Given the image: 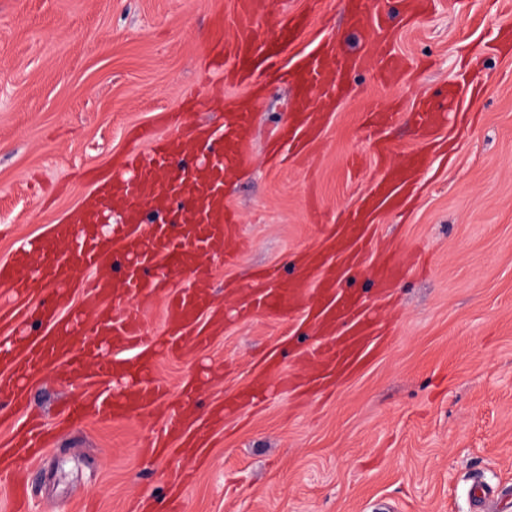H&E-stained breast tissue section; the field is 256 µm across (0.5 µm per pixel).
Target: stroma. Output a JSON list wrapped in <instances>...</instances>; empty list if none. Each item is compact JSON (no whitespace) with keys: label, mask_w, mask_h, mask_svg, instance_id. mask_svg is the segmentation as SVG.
Instances as JSON below:
<instances>
[{"label":"stroma","mask_w":512,"mask_h":512,"mask_svg":"<svg viewBox=\"0 0 512 512\" xmlns=\"http://www.w3.org/2000/svg\"><path fill=\"white\" fill-rule=\"evenodd\" d=\"M235 0H0V260L21 241L69 217L92 191L89 171L108 172L133 150L127 129L144 123L172 134L161 114L188 123L223 118L224 101L243 95L208 73L216 39L232 38ZM392 44L409 60L396 84L355 73L345 101L328 113L304 156L281 164L267 142L293 92L261 87L250 157L225 181L241 219L237 260L201 254L213 271L212 302L224 331L207 344L159 358L169 402L187 381L216 377L191 403L210 406L245 389L270 355L289 374L318 334L301 313L239 311V292L264 269L281 280L300 270L295 254L326 247L327 230L367 191L378 170L367 112L401 103L387 131L393 163L419 150L413 112L424 96L443 99L458 68L478 93L462 96L403 212L380 216L373 247L388 246L408 270L386 297L370 274L347 292L389 311L376 356L323 392H272L265 405L225 420L206 462L146 453L167 415L91 418L73 427L31 467L37 512H130L134 500L166 502L168 477L194 475L183 512H472L473 478L512 490V56L484 50L512 27V0H432L417 20L392 16ZM353 49L376 41L374 24L350 31L338 0H325L290 47L306 50L326 34ZM211 97L190 112L192 92ZM62 369L32 381L33 408L54 423L63 402L81 395Z\"/></svg>","instance_id":"1"}]
</instances>
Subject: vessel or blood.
Here are the masks:
<instances>
[{"label": "vessel or blood", "instance_id": "b4317fda", "mask_svg": "<svg viewBox=\"0 0 512 512\" xmlns=\"http://www.w3.org/2000/svg\"><path fill=\"white\" fill-rule=\"evenodd\" d=\"M408 19L423 15L430 0H343L350 28L367 21L387 28L390 3ZM323 0H308L305 12L272 17L268 0H236L237 32L228 41L216 42L214 67L223 69L224 82L255 86L266 75L286 81L295 91L286 124L274 134V153L298 154L312 140L316 126L315 101L342 103L351 75L372 69L379 82L395 81L408 61L392 44L365 45L359 52L345 51L337 40L326 38L307 50L289 55L288 49L321 13ZM265 24L269 37L254 34L256 24ZM219 124L190 127L183 134L159 135L154 126L134 128L144 149L128 160L123 169L112 171L82 200L73 223L54 225L50 235L25 242L11 261L0 263V288L14 298L12 307H0V399L19 413L30 404L26 386L30 380L66 362L69 381L123 379L120 393L88 392L62 410L65 422L87 414L103 418L133 419L164 392L156 379L155 363L183 346L208 341L215 331L216 315L210 307L212 277L197 264L200 250L222 253L233 263L228 242L238 232V218L224 199V177L242 166L250 147L254 112L249 100L226 101ZM416 125L424 137H437L442 112L435 100L420 104ZM207 153L200 163L182 170L179 177H164V170L194 149ZM374 159L381 171L357 206L344 212L333 225L325 251L314 253L310 263L287 283L269 279L264 291L251 296L248 308L293 312L303 310L320 329L318 347L305 357L320 379H339L357 371L373 351L378 330L372 307L362 306L344 294V274L367 268L369 230L379 215L399 207L403 201L405 176L389 161L390 146L383 140L373 144ZM177 210V224L147 223V213ZM126 263L121 290H114L99 271L113 257ZM184 277L189 291L172 289L165 297L164 324L167 332L153 342L145 340L142 315L118 310V292L151 296L166 277ZM51 286L53 299L39 309L44 326L39 336L29 335L28 301L33 281ZM83 289L80 306L68 308L74 289ZM139 347L135 361L109 358V349ZM199 431L198 421L173 416L162 438L148 453L161 456L175 438L191 440ZM18 441L12 450L19 467L32 464L49 444V436L35 420L16 426Z\"/></svg>", "mask_w": 512, "mask_h": 512}]
</instances>
